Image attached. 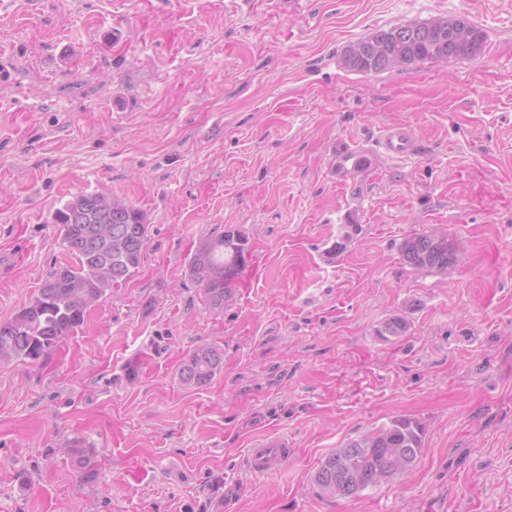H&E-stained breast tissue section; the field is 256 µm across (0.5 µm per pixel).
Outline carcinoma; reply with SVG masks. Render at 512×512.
I'll list each match as a JSON object with an SVG mask.
<instances>
[{
	"label": "carcinoma",
	"instance_id": "1",
	"mask_svg": "<svg viewBox=\"0 0 512 512\" xmlns=\"http://www.w3.org/2000/svg\"><path fill=\"white\" fill-rule=\"evenodd\" d=\"M482 33L467 17L435 20L378 29L346 47L341 63L349 71L381 73L424 61H447L477 55ZM104 191L78 193L53 213L61 244L72 261L49 273L37 294L16 315L0 320V363L36 361L56 348L85 324L88 313L112 288L129 280L141 266L148 236L143 212L122 202L111 208ZM404 262L418 271L445 272L455 264L448 237L413 235L400 245ZM252 252L249 236L230 229L201 240L192 253L188 276L202 287L203 300L221 312L232 297L234 285L247 267ZM409 327L402 315H393L377 329L383 339L404 335ZM224 367V350L203 343L195 348L179 371L181 383L204 387ZM425 426L397 417L377 432L348 441L329 453L313 475L324 492L354 498L394 476L410 470L421 453ZM66 452L85 478L97 474L95 450L73 441Z\"/></svg>",
	"mask_w": 512,
	"mask_h": 512
}]
</instances>
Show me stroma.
Instances as JSON below:
<instances>
[{
    "mask_svg": "<svg viewBox=\"0 0 512 512\" xmlns=\"http://www.w3.org/2000/svg\"><path fill=\"white\" fill-rule=\"evenodd\" d=\"M455 15L484 35L475 58L340 64L375 30ZM395 125L413 155L383 151ZM348 150L365 164L338 173ZM103 190L145 212V257L46 358L0 364V512H512V0H12L0 319L69 259L54 210ZM233 228L257 276L216 312L185 269ZM422 233L454 244L448 271L403 261ZM395 314L406 335L377 336ZM203 343L224 368L186 387ZM400 416L426 429L410 471L351 499L314 484ZM278 432L294 457L249 473ZM223 367L224 350L217 345L203 343L184 361L179 379L184 386L201 388L210 384ZM293 455V443L287 435H268L248 448L245 463L250 473L269 475L288 464ZM64 450L74 459L77 468L84 474L85 478L90 480L96 477L97 467L94 448H87L75 440Z\"/></svg>",
    "mask_w": 512,
    "mask_h": 512,
    "instance_id": "stroma-1",
    "label": "stroma"
}]
</instances>
